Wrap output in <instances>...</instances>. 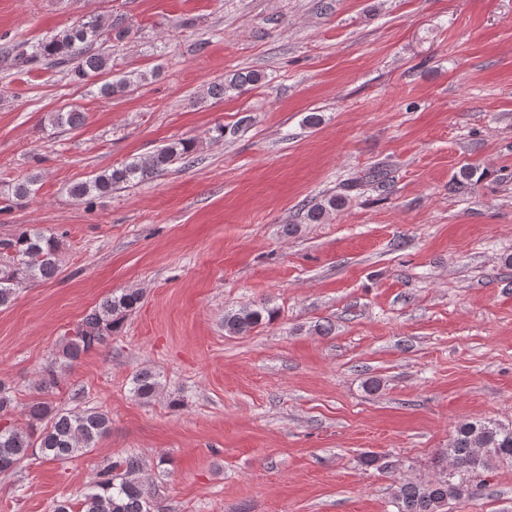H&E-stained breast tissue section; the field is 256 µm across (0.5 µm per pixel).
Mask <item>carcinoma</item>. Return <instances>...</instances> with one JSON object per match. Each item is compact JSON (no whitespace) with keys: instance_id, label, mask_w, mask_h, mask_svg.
<instances>
[{"instance_id":"cac0c4a2","label":"carcinoma","mask_w":512,"mask_h":512,"mask_svg":"<svg viewBox=\"0 0 512 512\" xmlns=\"http://www.w3.org/2000/svg\"><path fill=\"white\" fill-rule=\"evenodd\" d=\"M102 29L97 17L83 18L70 27L42 39L16 54L20 66L40 61L69 64L70 80L82 83L91 77L112 72L111 56L97 51L94 44ZM259 81L251 72L233 77L227 83L215 84L209 94L224 96ZM136 81L128 78L104 81L98 88L103 97L122 96L132 91ZM85 121L76 108L50 113L54 127L77 128ZM194 144L178 139L145 157H133L123 164L104 170L85 182L70 187L71 195L88 201L108 195L120 185H137L166 171L169 166L184 160L193 152ZM39 178L29 175L12 188L18 199L36 195ZM341 205V199L331 197L325 204L312 206L306 214L310 222L321 220L325 212ZM59 238L55 233L35 224H19L7 238L0 239V306L11 302L16 290L55 277L59 272ZM136 290L112 295L86 314L63 337L52 365L45 369L40 388L50 391L59 386L62 372L74 366L88 352L106 347L126 313L141 302ZM276 309L264 302L241 307L224 316V329L233 335H245L257 326L274 320ZM160 389L155 373L145 369L132 380L134 397L149 401ZM27 426L0 425V472L17 468L32 456L46 461L66 462L94 448L110 429L108 413L97 407L65 408L46 400H34L24 409ZM512 461V429L492 421L461 423L454 437L435 461L436 476L426 481H398L393 489L396 512H443L448 500L462 495L467 480L485 469L489 460ZM144 461L130 456L117 464L107 465L95 473L82 493L78 512H151L150 492L141 480Z\"/></svg>"}]
</instances>
